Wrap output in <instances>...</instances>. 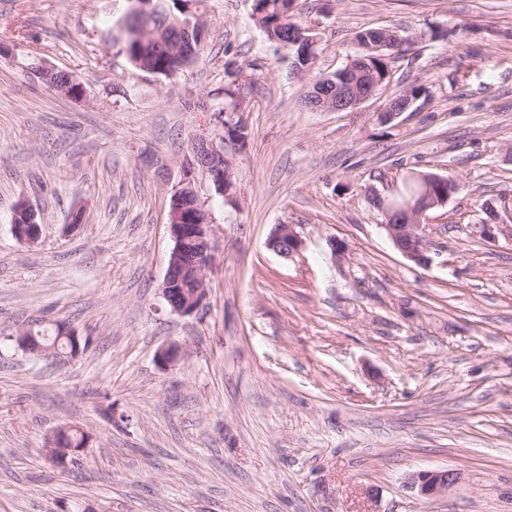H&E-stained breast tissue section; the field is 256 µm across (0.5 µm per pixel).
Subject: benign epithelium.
I'll list each match as a JSON object with an SVG mask.
<instances>
[{"label":"benign epithelium","mask_w":512,"mask_h":512,"mask_svg":"<svg viewBox=\"0 0 512 512\" xmlns=\"http://www.w3.org/2000/svg\"><path fill=\"white\" fill-rule=\"evenodd\" d=\"M316 38L306 34L302 29L297 33V41L290 42L292 47H300L305 57L314 55ZM334 90H318L311 94L309 108L322 112H347L375 99L388 85L378 78L375 71L347 59L345 65L336 70ZM400 100L403 107L411 104L409 93L401 90L386 98L375 111V117L390 123L400 116L395 100ZM230 123L224 126V133L200 134L191 143V164L204 174L212 186L224 195V200L233 202L237 193L235 159L246 150L249 131L245 113L232 112ZM179 194L187 201L183 206H175L169 210L168 225L173 246L171 248L168 267L162 284V295L172 311L181 315L197 312L207 298V272L214 265V249L211 241L208 210L196 189L189 183L178 188ZM454 196L453 191L440 194L439 198L423 206L394 207L383 204L379 214L383 218L381 227L386 231L395 247L407 260L417 266H425L430 262V225L424 223L427 212L444 207ZM487 218L475 225V232L487 241H497L503 237L512 241V225L506 224L501 218L499 208L493 202L483 206ZM27 216V223L20 224L17 218ZM36 210L27 201L19 202L12 218V232L23 245L32 246L39 238V230L35 225ZM191 239L199 246L198 258L189 264L185 260L183 243ZM303 241L294 224H277L271 232L267 246L274 253L291 258L298 254ZM17 345L28 353L43 356L48 349L33 343L29 327L22 328L13 337ZM459 480V473L454 469L426 470L411 478V485L418 488L423 496L446 495Z\"/></svg>","instance_id":"benign-epithelium-1"}]
</instances>
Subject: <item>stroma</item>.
I'll return each mask as SVG.
<instances>
[{
    "label": "stroma",
    "mask_w": 512,
    "mask_h": 512,
    "mask_svg": "<svg viewBox=\"0 0 512 512\" xmlns=\"http://www.w3.org/2000/svg\"><path fill=\"white\" fill-rule=\"evenodd\" d=\"M112 3L0 0V512H512V241L473 231L485 202L512 205V0H301L317 76L356 31L417 34L393 69L423 92L389 124L373 101L304 106L252 0H202L200 58L170 77L113 48ZM37 61L82 97L38 82ZM230 72L250 131L232 205L190 165ZM417 171L458 183L427 215L426 267L365 195ZM184 181L215 248L193 315L161 291ZM22 200L31 247L11 228ZM277 224L296 225L299 255L268 248ZM35 318L84 348L21 351ZM65 426L88 436L81 464L45 453ZM434 469L458 472L448 495L411 487ZM24 213L27 216V223L20 224L17 218ZM36 218V210L27 201L19 202L14 210L12 218V232L15 238L23 245L32 246L39 238V230L37 225L33 224Z\"/></svg>",
    "instance_id": "stroma-1"
}]
</instances>
